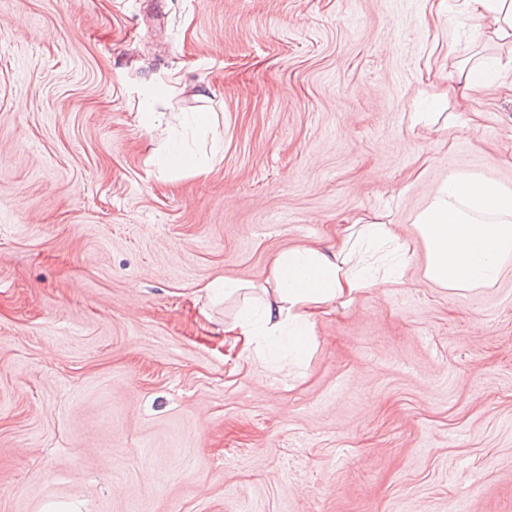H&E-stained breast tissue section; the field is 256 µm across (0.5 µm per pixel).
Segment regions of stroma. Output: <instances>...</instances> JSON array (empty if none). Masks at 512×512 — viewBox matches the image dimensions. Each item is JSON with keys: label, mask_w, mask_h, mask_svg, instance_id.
I'll return each instance as SVG.
<instances>
[{"label": "stroma", "mask_w": 512, "mask_h": 512, "mask_svg": "<svg viewBox=\"0 0 512 512\" xmlns=\"http://www.w3.org/2000/svg\"><path fill=\"white\" fill-rule=\"evenodd\" d=\"M475 25L460 0H0V512H512V257L443 288L414 224L449 174L512 189V42ZM478 58L500 82L474 92ZM173 137L204 172L159 167ZM373 212L404 283L318 318L300 366L225 344L208 283Z\"/></svg>", "instance_id": "obj_1"}]
</instances>
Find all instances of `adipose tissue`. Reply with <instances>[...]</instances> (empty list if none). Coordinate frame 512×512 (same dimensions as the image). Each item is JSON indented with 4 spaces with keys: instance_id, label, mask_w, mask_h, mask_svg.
I'll return each instance as SVG.
<instances>
[{
    "instance_id": "adipose-tissue-1",
    "label": "adipose tissue",
    "mask_w": 512,
    "mask_h": 512,
    "mask_svg": "<svg viewBox=\"0 0 512 512\" xmlns=\"http://www.w3.org/2000/svg\"><path fill=\"white\" fill-rule=\"evenodd\" d=\"M477 30L512 38V0H462ZM416 222L425 245L424 275L451 290L495 284L512 256V190L477 176L452 174ZM408 249L380 217L353 220L335 248L293 246L278 253L261 286L231 277L207 285L212 301L241 297L224 338L263 361L269 348L300 355L311 345L315 319L351 304L381 284L403 282Z\"/></svg>"
}]
</instances>
